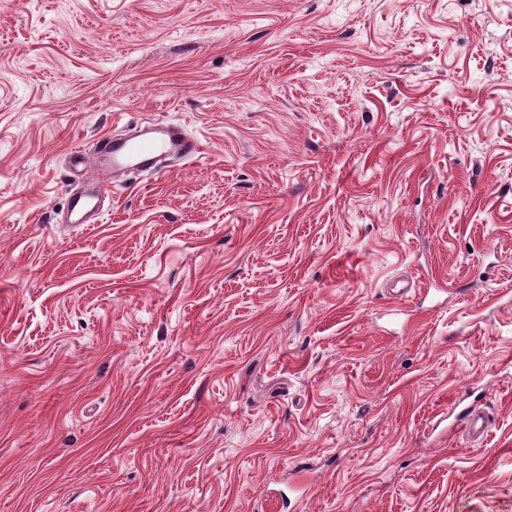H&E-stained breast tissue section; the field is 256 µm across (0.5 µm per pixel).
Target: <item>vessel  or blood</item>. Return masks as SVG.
I'll list each match as a JSON object with an SVG mask.
<instances>
[{
	"instance_id": "1",
	"label": "vessel or blood",
	"mask_w": 512,
	"mask_h": 512,
	"mask_svg": "<svg viewBox=\"0 0 512 512\" xmlns=\"http://www.w3.org/2000/svg\"><path fill=\"white\" fill-rule=\"evenodd\" d=\"M99 159L96 175L88 181L85 191L68 198V207L75 223H84L93 209L95 200L105 193L110 173L150 172L155 176L166 175L165 160L190 158L201 154L202 146L176 124L153 119L141 123L139 134L132 137L103 136L94 144Z\"/></svg>"
}]
</instances>
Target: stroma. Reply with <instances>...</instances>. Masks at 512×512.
<instances>
[{
  "instance_id": "35a3bbf8",
  "label": "stroma",
  "mask_w": 512,
  "mask_h": 512,
  "mask_svg": "<svg viewBox=\"0 0 512 512\" xmlns=\"http://www.w3.org/2000/svg\"><path fill=\"white\" fill-rule=\"evenodd\" d=\"M0 512H512V0H0ZM139 134L133 137L101 136L94 144L99 159L97 175L88 179V188L68 198L73 224H87L86 215L94 201L106 192L109 173L151 172L157 177L168 173L164 161L170 158H190L201 154L202 146L185 130L171 122L153 119L142 122Z\"/></svg>"
}]
</instances>
